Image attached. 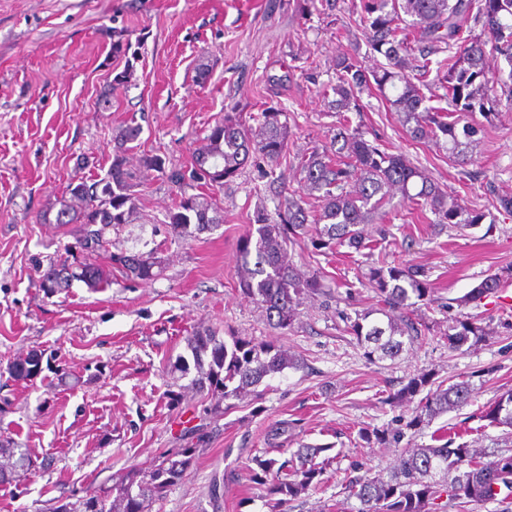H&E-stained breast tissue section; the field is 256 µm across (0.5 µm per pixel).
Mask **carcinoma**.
<instances>
[{"mask_svg":"<svg viewBox=\"0 0 512 512\" xmlns=\"http://www.w3.org/2000/svg\"><path fill=\"white\" fill-rule=\"evenodd\" d=\"M359 8L366 38L385 63L369 71L353 50L336 55V84L323 90L327 106L339 117L330 145L297 158L300 188L280 197L274 216L257 207L250 231L237 243L239 288L261 305L269 324L278 328L291 325L305 299L325 294L318 276H303L287 261L290 239L309 233L317 250L347 246L359 251L365 246L364 225L383 220L384 207L395 198L429 210L437 224L470 227L486 218L484 212L448 197L403 154L366 140L363 131L351 125L348 113L361 111L359 93L373 87L413 140L445 149L454 163L469 160L478 129L467 117L478 112L492 124L501 114V105L512 112V0H360ZM406 17L409 26H400ZM471 17L482 22L488 40L466 34L465 24ZM431 75L445 89L444 107L425 105L423 88L429 86ZM282 116L283 112L270 106L260 113L254 130L224 116L197 148L186 170L168 172L162 157H141L143 167L168 174L179 189V200L168 214L171 233L191 237L223 222L217 203L188 190L224 185L253 154L276 165L287 159L288 126ZM139 134L140 129L132 126L122 132L105 177L69 185V199L61 204L55 223L78 224L81 234L68 249L69 257L49 263L42 272L40 288L46 295L64 291L75 282L89 288L104 283L106 270L87 261L85 248L104 249L107 231L135 219L134 175L125 150ZM310 198L320 201L319 209L309 210ZM109 259L112 267L132 279L147 282L160 275L161 260L151 253L120 251ZM368 279L379 294V306L356 313L349 320L348 333L369 359L395 357L405 344L422 336L415 309L430 300L431 283L422 268L401 265L372 266ZM499 284V275H489L463 300L491 294ZM487 335L485 327L462 320L447 341L456 350L465 344L475 346ZM188 346L196 369L190 385L210 397L217 411L232 408V401L255 391L265 377L302 366L300 358L272 343L234 337L228 344L209 329L190 336ZM11 372L23 380L36 377L42 372V354L31 352L14 363ZM430 385L429 375L416 374L397 393L405 398L423 394L412 419L416 425L462 407L474 393L465 380L434 390ZM483 418L492 426L512 428V391L491 403ZM434 441L435 445L426 448L404 449L386 477L356 467L344 493L360 502L358 512H431L441 492L433 478L452 472L456 473L451 485L454 498L483 504L503 492L512 495V455L483 462L477 448L449 447L444 433ZM327 450V446L296 449L291 471L286 469L287 462L273 457L251 459L250 477L268 485L273 512H285L291 500L320 482L323 463L316 458ZM197 452L190 446L166 450L150 466L132 467L118 475L106 497L65 501L54 512H146L149 502L164 498L183 479ZM26 462L27 455L20 449L0 444V466L7 468V474L18 473Z\"/></svg>","mask_w":512,"mask_h":512,"instance_id":"cac0c4a2","label":"carcinoma"}]
</instances>
